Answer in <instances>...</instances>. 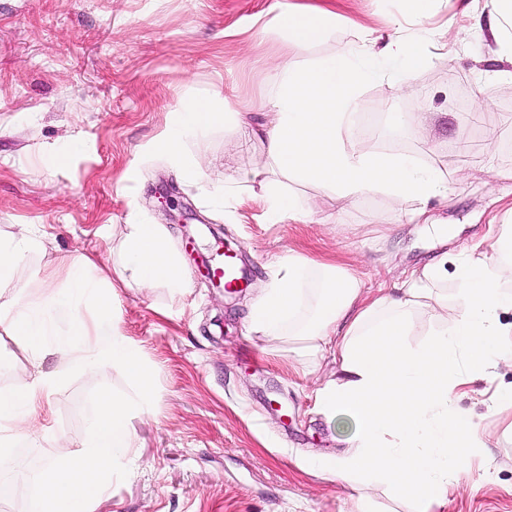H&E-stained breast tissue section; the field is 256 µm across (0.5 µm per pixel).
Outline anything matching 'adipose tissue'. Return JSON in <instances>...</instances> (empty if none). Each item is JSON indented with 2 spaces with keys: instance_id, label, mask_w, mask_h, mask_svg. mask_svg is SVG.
I'll list each match as a JSON object with an SVG mask.
<instances>
[{
  "instance_id": "1",
  "label": "adipose tissue",
  "mask_w": 512,
  "mask_h": 512,
  "mask_svg": "<svg viewBox=\"0 0 512 512\" xmlns=\"http://www.w3.org/2000/svg\"><path fill=\"white\" fill-rule=\"evenodd\" d=\"M275 21L299 45L322 39L332 25L320 11L284 9ZM373 61L372 54L347 52L302 69L282 65L272 77L265 153L280 170L339 197L354 199L378 188L416 201L409 219L417 223L429 200L447 197V181L412 157L375 154L348 140L357 91L371 76ZM231 117L242 125L248 119L247 113H233L228 102L217 109L205 99H183L150 149L192 177L186 139ZM490 249L488 258L439 262L403 281L398 296L369 301L355 276L291 255L276 263L255 298L252 333L294 344L298 360L329 354L336 361L335 373L316 394V407L327 416L348 417L353 444L316 456L310 465L354 489L350 512H372L362 490L378 486L415 503L416 512H440L449 487L471 476V461L486 441L473 417L458 408L457 391L468 378L488 379L499 365H512V294L503 289L512 283V231L499 234ZM44 250L40 232L25 225L0 236V286L12 280L19 263ZM58 265L68 283L63 293L36 303L0 302V330L21 347L31 367L25 383L0 388V478H14L17 444L34 446L45 438L54 397L70 378L116 371L126 378L127 390L101 392L79 449L49 458L39 476L40 512H95L117 467L136 459L127 419L152 412L155 390L139 346L112 311L101 270L81 253L60 257ZM314 268L319 283L312 289ZM115 270L142 290L164 286L182 296L191 286L159 224L124 225ZM450 276L458 284V306L443 315V327L428 342L410 345L412 311L425 300L441 304L438 284ZM62 305L69 317L61 334L55 313Z\"/></svg>"
}]
</instances>
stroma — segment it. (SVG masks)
<instances>
[{
	"label": "stroma",
	"instance_id": "stroma-1",
	"mask_svg": "<svg viewBox=\"0 0 512 512\" xmlns=\"http://www.w3.org/2000/svg\"><path fill=\"white\" fill-rule=\"evenodd\" d=\"M321 7L335 25L298 48L275 32L279 10ZM491 0H432L415 23L401 0H0V235L34 225L46 252L19 264L0 294L35 300L61 287L66 252L111 270L123 225H165L174 247L198 253L222 240L246 265L249 288L229 294L193 280L171 300L166 289L118 287L113 310L141 347L154 376L153 412L131 420L135 464L119 467L96 512H345L349 488L308 470L302 459L350 446L353 424L315 409V391L333 358L304 369L281 341L249 334L250 306L269 264L292 252L357 276L365 297L443 255L469 253L512 225V63L493 36ZM447 28L417 71L378 64L359 89L352 143L405 154L438 171L448 196L427 205V223H409L398 198L370 191L355 200L282 175L260 142L243 148L267 117V75L280 64L306 67L363 44L384 46L394 31ZM492 102L478 107L484 81ZM233 94L249 127L229 121L185 143L198 178L184 179L148 154L180 100L221 102ZM425 116L400 124L401 112ZM81 149L61 169L47 157L68 142ZM236 181L225 205L214 189ZM276 187L310 208L307 222L267 217ZM496 382L463 387L458 406L486 434L474 471L489 481L449 490L442 512H512V408L490 410ZM112 371L72 378L55 398L52 431L13 457L22 499L0 512H38L35 483L47 458L78 449L101 389H126Z\"/></svg>",
	"mask_w": 512,
	"mask_h": 512
}]
</instances>
